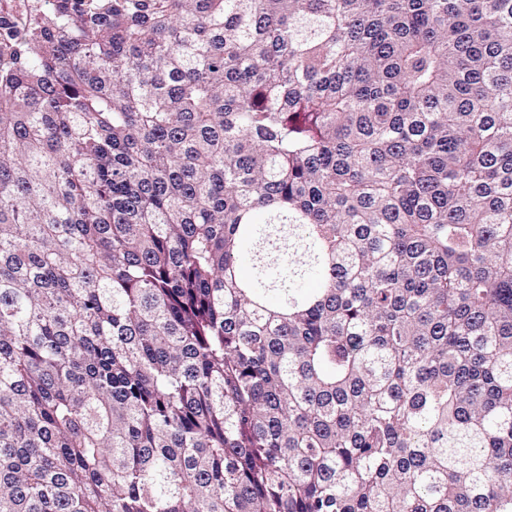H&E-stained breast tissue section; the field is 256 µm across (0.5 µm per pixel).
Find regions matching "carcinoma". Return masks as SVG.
<instances>
[{
    "label": "carcinoma",
    "mask_w": 512,
    "mask_h": 512,
    "mask_svg": "<svg viewBox=\"0 0 512 512\" xmlns=\"http://www.w3.org/2000/svg\"><path fill=\"white\" fill-rule=\"evenodd\" d=\"M23 14L0 512H512V0Z\"/></svg>",
    "instance_id": "obj_1"
}]
</instances>
